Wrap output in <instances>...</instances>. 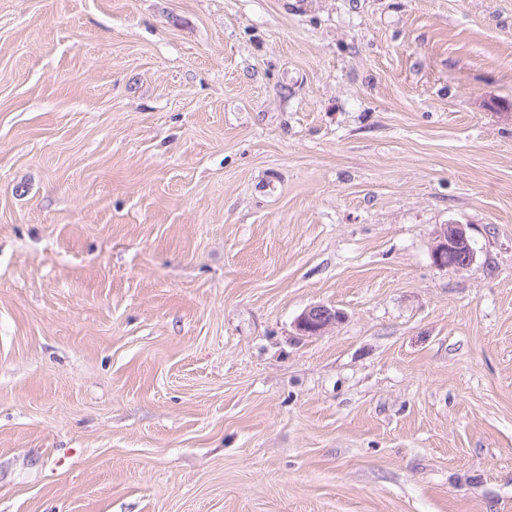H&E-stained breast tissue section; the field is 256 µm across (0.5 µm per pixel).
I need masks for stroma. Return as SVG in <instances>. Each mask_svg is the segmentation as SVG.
<instances>
[{
    "label": "stroma",
    "instance_id": "obj_1",
    "mask_svg": "<svg viewBox=\"0 0 512 512\" xmlns=\"http://www.w3.org/2000/svg\"><path fill=\"white\" fill-rule=\"evenodd\" d=\"M0 512H512V0H0ZM437 237V243L432 250V259L437 267L457 271L468 267L474 261L476 254L464 225H443ZM458 253L462 255L454 262L453 256ZM343 314L336 308L315 304L305 309L296 320L297 329L305 336H317L339 324Z\"/></svg>",
    "mask_w": 512,
    "mask_h": 512
}]
</instances>
